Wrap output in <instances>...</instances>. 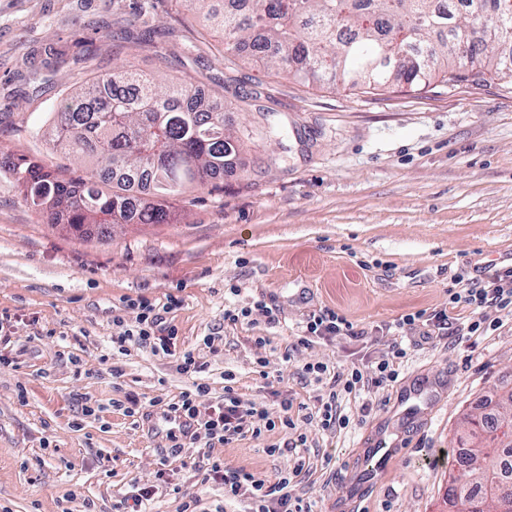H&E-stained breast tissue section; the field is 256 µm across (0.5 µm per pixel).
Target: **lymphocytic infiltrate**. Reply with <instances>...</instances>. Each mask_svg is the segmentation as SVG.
I'll return each mask as SVG.
<instances>
[{
  "label": "lymphocytic infiltrate",
  "instance_id": "obj_1",
  "mask_svg": "<svg viewBox=\"0 0 512 512\" xmlns=\"http://www.w3.org/2000/svg\"><path fill=\"white\" fill-rule=\"evenodd\" d=\"M455 286L449 291L447 308L430 313L419 311L403 316L395 325L397 332L417 333L421 342L429 344L444 336L476 334L481 329L480 321H464L461 312L465 309L495 308L512 313V266H504L494 271L484 281H476L465 275L454 279ZM139 310L137 324L113 336L112 342L117 346H125L134 341L148 347L156 354L173 355L175 352L174 335L158 336L154 327L158 321L155 307L151 301L138 300ZM364 339L365 330L355 329L343 314L325 308L309 314L303 336L299 344H309L311 339L332 340L339 337ZM408 355L405 343L396 341L378 356L376 361L377 375L366 377L359 365H352L343 371L330 372L328 365H310L306 371L315 376L316 380H328L329 391L320 399V423L322 428L333 429L348 427L355 424V416L342 413L339 404L340 394L360 392L366 385L377 387L396 382L399 367ZM192 354H184L181 371L192 376L191 387L181 393L178 400L169 403L167 410L178 416L191 420L195 426L193 439L207 438L220 442L252 436L260 437L263 431L278 428L295 429L296 423L292 414L293 403L283 400V414L279 420L268 419L265 411L259 410L255 402L243 398L234 388L233 372L224 374V398L222 402L202 405L198 401L199 394L206 392V384L197 382V374L203 372ZM181 469L191 471L198 477L201 484L218 483L224 488V497L228 500L248 501L249 512H310L303 499L289 495L291 483L303 482L308 470L303 459H295L292 466L281 472L276 480H268L248 471L245 468H230L223 460H213L208 465H200L193 460H181Z\"/></svg>",
  "mask_w": 512,
  "mask_h": 512
}]
</instances>
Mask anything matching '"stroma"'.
I'll return each instance as SVG.
<instances>
[{
  "label": "stroma",
  "mask_w": 512,
  "mask_h": 512,
  "mask_svg": "<svg viewBox=\"0 0 512 512\" xmlns=\"http://www.w3.org/2000/svg\"><path fill=\"white\" fill-rule=\"evenodd\" d=\"M198 28L177 0H0V157L84 176L83 164L48 150L41 126L67 93L125 61L192 80L223 99L226 126L252 132L223 179L172 201L175 223L116 224L107 239L49 224L0 173V327L10 338L0 343V512H127L134 482L160 479L200 495L206 512H241L220 486L181 470L183 455L271 477L303 456L309 476L289 493L314 512L356 495L362 512H448L461 418L483 412V396L512 374V315L480 311L482 335L414 348L394 386L342 395L348 414L370 404L358 426L322 429L326 387L305 368L372 365L392 342L384 325L447 307L458 273L512 261V80L323 87L218 56L219 34L202 40ZM89 36L93 52L80 57L76 42ZM264 109L283 135L267 136ZM171 297L178 305L156 333L176 331V355L113 349L119 327L136 323V300ZM324 306L367 337L298 345ZM245 307L250 320L225 323V309ZM185 352L205 365L202 403L223 398L230 370L270 419L286 398L306 417L293 432L200 440L172 455L146 404L189 387ZM131 394L142 402L133 415ZM299 432L306 447L289 449ZM377 433L403 451L367 483L364 452ZM273 444L283 453L267 455ZM181 495H162L153 512H179Z\"/></svg>",
  "instance_id": "obj_1"
}]
</instances>
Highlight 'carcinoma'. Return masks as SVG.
I'll use <instances>...</instances> for the list:
<instances>
[{
  "label": "carcinoma",
  "mask_w": 512,
  "mask_h": 512,
  "mask_svg": "<svg viewBox=\"0 0 512 512\" xmlns=\"http://www.w3.org/2000/svg\"><path fill=\"white\" fill-rule=\"evenodd\" d=\"M255 65L319 85L377 89L512 78V0H181ZM52 146L86 166L67 179L8 155L23 200L84 236L114 224H168L166 202L224 173L243 148L218 105L190 80L165 83L123 64L64 97ZM490 412L465 415L464 449L448 478V512H494L512 497V389L488 397Z\"/></svg>",
  "instance_id": "1"
}]
</instances>
